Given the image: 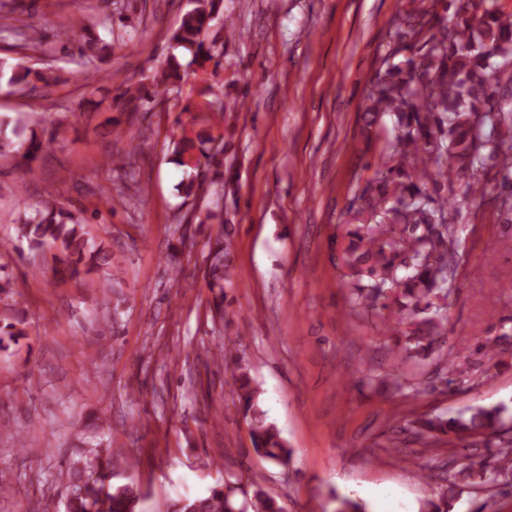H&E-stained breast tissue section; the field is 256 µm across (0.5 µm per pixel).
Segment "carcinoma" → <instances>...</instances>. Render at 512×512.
Returning a JSON list of instances; mask_svg holds the SVG:
<instances>
[{
  "mask_svg": "<svg viewBox=\"0 0 512 512\" xmlns=\"http://www.w3.org/2000/svg\"><path fill=\"white\" fill-rule=\"evenodd\" d=\"M223 0H187L191 5L180 26L170 37L176 47L194 51L202 62L212 58L214 45L206 44V35L221 16ZM414 8L397 14L389 28L391 41L417 49V56L399 63L383 59L367 92L365 112L376 121L380 114L396 117L394 134L386 139L379 154L381 177L377 179V198L368 203L392 224L403 226L405 237L398 246L377 244L370 225H359L350 232L346 250L347 263L357 277L368 276L369 283H347L350 310L359 315L378 318L382 325L390 323L382 313L389 308L387 285L400 290L409 301L412 312L424 313L432 299L447 293L448 243L452 242L455 201L440 196L443 186H452L466 178L461 199L467 200L481 191L486 194L492 170L503 174L504 183L512 189V93L500 92L493 85L495 72L491 58L512 54V21L499 12L486 8L473 10L467 0H410ZM442 7L438 14L436 7ZM95 22L83 17L59 33L67 41L79 43V55L87 60L80 70L85 84L96 81L102 73L95 59L108 43L99 38L91 41L86 33ZM8 32L14 48L22 53L10 65L8 86L18 92L31 93L38 83L48 86L52 75L29 64L26 51L42 44L37 33L29 31L19 16L13 23L0 26ZM181 64L168 57L153 72L148 84L129 85L121 98L125 109L137 114L146 106L166 96L181 80ZM58 132L51 116L31 112L23 124L0 122V159L19 158L27 164L38 160L55 141ZM192 138L184 136L175 143L173 162L195 170L200 159L194 154ZM211 173L209 186L216 196L214 207L207 209L206 219L224 215V144L206 154ZM203 182L190 175L178 185L185 198H196ZM97 218V215H92ZM90 218V219H92ZM90 219L85 210L73 212L52 197L19 214L18 235L32 251L49 253L58 274L71 280L83 274L110 266V256L103 246L86 231ZM205 283L213 295V305L221 310L225 289L232 287L235 268L230 237L219 233L206 242ZM411 253V264L397 261L399 250ZM426 336L410 332L415 346L433 349L435 337L443 324L435 317L424 320ZM28 338L25 319L10 315L0 319V349ZM228 385L238 398L243 418L248 423L254 452L273 462L287 464L292 450L282 439L277 427L267 422L266 412L258 404L256 389L241 366L230 372ZM512 414L504 405L477 406L456 415H434L418 421L415 435L425 439L448 437L466 448L479 439L487 454L468 455L459 469L448 475V494L454 495L459 484L477 478L497 484L512 481ZM123 453L115 448L109 457L92 455L68 474L71 496L67 512H136L142 500L139 484L121 473ZM256 512H285L282 503L263 492L256 494ZM334 512H366L365 504L350 497H335ZM240 504L215 488L203 497L181 499L172 512H246Z\"/></svg>",
  "mask_w": 512,
  "mask_h": 512,
  "instance_id": "carcinoma-1",
  "label": "carcinoma"
}]
</instances>
